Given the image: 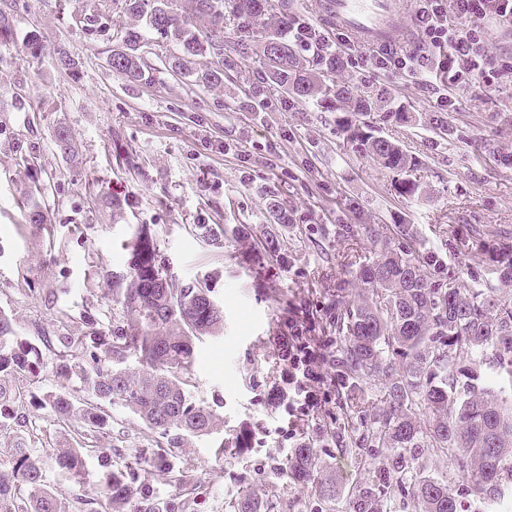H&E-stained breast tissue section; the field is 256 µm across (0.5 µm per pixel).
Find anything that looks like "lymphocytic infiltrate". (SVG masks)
<instances>
[{
	"label": "lymphocytic infiltrate",
	"mask_w": 512,
	"mask_h": 512,
	"mask_svg": "<svg viewBox=\"0 0 512 512\" xmlns=\"http://www.w3.org/2000/svg\"><path fill=\"white\" fill-rule=\"evenodd\" d=\"M422 32L421 54H403L396 59L380 57L379 65L422 78L441 74L449 89H487L502 77L496 59L484 40L487 20L512 21V0H420L417 12ZM328 340L309 343L303 326L289 323L276 339L283 365L281 388L269 393L275 404L298 401L302 413L321 408L329 394L326 370L333 354Z\"/></svg>",
	"instance_id": "lymphocytic-infiltrate-1"
}]
</instances>
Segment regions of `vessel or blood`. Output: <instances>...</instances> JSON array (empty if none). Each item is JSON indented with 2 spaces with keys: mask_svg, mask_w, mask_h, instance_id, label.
I'll use <instances>...</instances> for the list:
<instances>
[{
  "mask_svg": "<svg viewBox=\"0 0 512 512\" xmlns=\"http://www.w3.org/2000/svg\"><path fill=\"white\" fill-rule=\"evenodd\" d=\"M319 11L321 23L357 45L390 48L400 40L402 0H320Z\"/></svg>",
  "mask_w": 512,
  "mask_h": 512,
  "instance_id": "1",
  "label": "vessel or blood"
}]
</instances>
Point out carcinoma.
Listing matches in <instances>:
<instances>
[{"label":"carcinoma","mask_w":512,"mask_h":512,"mask_svg":"<svg viewBox=\"0 0 512 512\" xmlns=\"http://www.w3.org/2000/svg\"><path fill=\"white\" fill-rule=\"evenodd\" d=\"M133 17L145 21L156 39L172 43L178 54L172 71L198 87L224 84V11L247 31L267 11L269 0H121ZM209 19L200 32L193 17ZM112 50V70L131 82L141 80L144 34L121 30ZM264 41L282 55L266 63L263 83L301 91L303 100L342 102L360 114L368 100L328 84L309 69L336 67V53L321 45L305 53L293 45L288 29L270 31ZM214 57V65L198 60ZM347 140L366 157L390 170L412 166L394 142L367 125L347 123ZM378 247L376 259L354 270L359 300L348 303L336 289L323 333L336 345V393L346 424L329 431L338 451L375 473L347 490V512H394L413 502L415 512H509L512 509V231L470 224L466 234L448 240V249L468 260L449 272L433 251L413 247L418 230L398 224L388 236L373 224L360 227ZM136 261L112 289L126 326L109 336H50L61 350L56 374L65 379L37 403L55 416L77 445L58 448L55 462L70 481L89 483L85 455L94 451L104 429V404L131 409L165 447L144 454L128 448L99 449L106 471L94 495L47 484L39 457L7 435L32 425L22 382L33 374L37 345L14 336L12 318L0 310V512H198L196 484L170 463L172 449L190 438L211 435L221 424L218 410L190 397L195 345L224 328L223 308L201 281L183 283L162 275L149 231L140 230ZM486 271L485 287L471 283ZM137 365H125L128 355ZM381 384L382 405L368 398ZM447 459L452 476L429 471ZM164 467L179 493L160 499L149 481ZM315 464L310 448L295 449L288 476L309 484ZM325 510L336 500V482L313 485Z\"/></svg>","instance_id":"carcinoma-1"}]
</instances>
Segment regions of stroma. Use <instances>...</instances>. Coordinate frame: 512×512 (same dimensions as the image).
<instances>
[{
  "label": "stroma",
  "instance_id": "stroma-1",
  "mask_svg": "<svg viewBox=\"0 0 512 512\" xmlns=\"http://www.w3.org/2000/svg\"><path fill=\"white\" fill-rule=\"evenodd\" d=\"M14 31L0 42V310L15 333L40 347L29 397L59 387L57 348L44 336H84L122 326L112 286L133 262L139 228H148L158 260L184 282L207 280L224 310L220 335L198 342L191 371L194 402L221 399L223 426L192 439L174 462L197 485L201 512H233L242 493L266 501L294 448L309 442L320 479L339 489L361 477L355 461L322 438L334 426L336 403L307 418L267 400L281 365L275 338L289 319L317 336L337 292L355 294L345 259L368 263L377 249L366 236L344 238V224H413L419 248L457 269L448 233L466 225L512 228V22L487 24V43L509 65L491 90L445 91L398 70L376 72L367 48L332 33L346 56L326 78L365 98H385L369 119L415 165L406 174L383 168L346 139L354 112L304 104L281 90L272 105L250 102L265 67L256 38H240L224 17V53L236 67L213 89L183 84L169 65L173 45L151 41L141 81L112 71L118 30L130 22L120 4L106 8L104 29L90 32L76 17L79 0H0ZM38 39V58L26 49ZM65 47L78 62L58 69ZM454 105L439 112L436 99ZM65 126L72 148L54 143ZM417 180L420 196L401 197L400 177ZM44 193L31 195L35 185ZM291 220L279 223L278 209ZM42 211L44 223L29 221ZM66 310V324L56 313ZM102 448H151L156 436L129 408H107ZM23 442L45 462L50 485L67 482L50 458L62 444L56 420L38 410ZM223 456H216V448Z\"/></svg>",
  "mask_w": 512,
  "mask_h": 512
}]
</instances>
